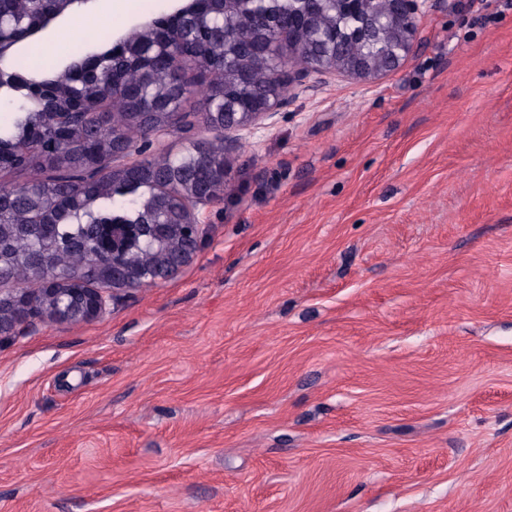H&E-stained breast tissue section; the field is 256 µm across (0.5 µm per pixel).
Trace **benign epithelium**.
<instances>
[{"instance_id": "benign-epithelium-1", "label": "benign epithelium", "mask_w": 512, "mask_h": 512, "mask_svg": "<svg viewBox=\"0 0 512 512\" xmlns=\"http://www.w3.org/2000/svg\"><path fill=\"white\" fill-rule=\"evenodd\" d=\"M322 6L338 7L352 21L348 28H336V43L346 39H366L383 33L382 54L387 68L371 56L332 57L321 64L296 68L285 65L283 54L293 55L302 33L318 29L315 12L306 7L284 18L256 15L251 23L271 32L260 57L279 60L275 72L282 93L268 95L253 112H203L201 125L222 139L228 131H241L279 114L290 101V91L304 85L314 75L334 72L369 79L396 70L411 55L417 41L425 0H309ZM215 0H188L170 15L148 23L144 31L158 32V55L168 60L179 77H184L185 54L180 31L189 17L205 19ZM43 122L59 128V141L72 136L70 113L40 102ZM191 125L189 114L168 113L167 120L141 133L124 138L122 150L99 159L97 170H121L130 178L141 174L143 156L165 134ZM230 174L229 161L211 185L199 190L183 184L178 195L180 215L167 224H100L95 244L85 268H68L56 255L42 252L28 264V288L0 289V340L25 332L35 324L50 327L86 322L102 317L109 306L130 291L155 285L179 273L199 250L205 234L202 216L220 199Z\"/></svg>"}]
</instances>
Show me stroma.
Masks as SVG:
<instances>
[{"label": "stroma", "instance_id": "1", "mask_svg": "<svg viewBox=\"0 0 512 512\" xmlns=\"http://www.w3.org/2000/svg\"><path fill=\"white\" fill-rule=\"evenodd\" d=\"M310 78L175 277L0 342V512H512V6Z\"/></svg>", "mask_w": 512, "mask_h": 512}]
</instances>
